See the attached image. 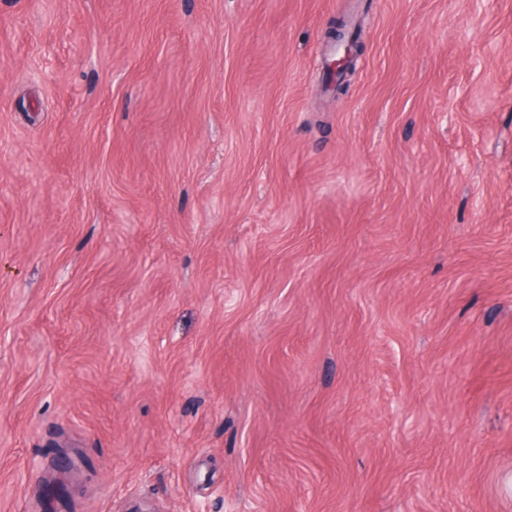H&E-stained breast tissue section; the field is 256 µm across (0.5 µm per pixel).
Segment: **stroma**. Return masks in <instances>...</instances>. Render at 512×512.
<instances>
[{
    "instance_id": "obj_1",
    "label": "stroma",
    "mask_w": 512,
    "mask_h": 512,
    "mask_svg": "<svg viewBox=\"0 0 512 512\" xmlns=\"http://www.w3.org/2000/svg\"><path fill=\"white\" fill-rule=\"evenodd\" d=\"M138 507L512 512V0H0V512ZM360 49L359 41H350L342 49L341 53L327 63L329 70L333 73L342 75L346 70L351 68L352 63L358 56Z\"/></svg>"
}]
</instances>
